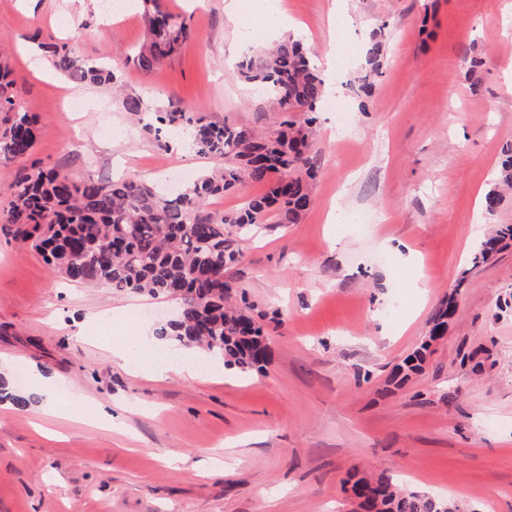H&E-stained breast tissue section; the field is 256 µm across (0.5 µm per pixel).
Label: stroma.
Wrapping results in <instances>:
<instances>
[{"label":"stroma","mask_w":512,"mask_h":512,"mask_svg":"<svg viewBox=\"0 0 512 512\" xmlns=\"http://www.w3.org/2000/svg\"><path fill=\"white\" fill-rule=\"evenodd\" d=\"M281 2L319 69L343 52L351 60L336 67L342 91L326 95L347 124L323 108L309 130L313 206L300 223L270 220L238 238L245 259L225 273L233 303L251 305L264 330L269 363L208 381L134 375L93 337L96 315L137 311L155 326L175 301L64 280L0 230V378L26 394L36 375L62 383L88 412L113 416L104 429L36 401L0 403V512H363L345 483L352 470L451 496L462 512H512V245L472 264L494 225L512 224V193L495 214L483 205L512 143V36L502 33L512 0ZM156 5L193 36L146 73L129 60L148 35L141 0L108 23L103 0H0L17 99L39 120L31 160L81 180L150 182L165 170L179 185L212 168L191 144L149 133L150 115L124 110L128 96L218 126L278 129L282 113L238 65L280 30H242L224 0ZM373 32L383 67L365 97L349 82L367 69ZM36 36L107 61L115 87L76 83L20 52ZM473 56L487 60L477 87ZM68 97L85 111H67ZM355 212L372 223H349ZM420 349L419 371L390 384Z\"/></svg>","instance_id":"35a3bbf8"}]
</instances>
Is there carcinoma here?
Wrapping results in <instances>:
<instances>
[{"mask_svg":"<svg viewBox=\"0 0 512 512\" xmlns=\"http://www.w3.org/2000/svg\"><path fill=\"white\" fill-rule=\"evenodd\" d=\"M148 23L149 39L134 58L146 73L192 37L186 21L159 10L148 15ZM376 36L371 33L370 69L357 77L362 93L372 87L370 76L380 69L381 44ZM40 48L58 71L79 83H114L107 66L74 55L65 44L49 40ZM239 74L261 84L279 111L305 112L306 124L316 123L325 82L294 37L241 63ZM15 86L13 72L0 63V112L9 113L0 130V159L5 160L30 155L39 133L36 116L17 103ZM154 115L158 132L192 130L197 152L221 167L172 194L133 177L78 180L33 162L12 184L0 224L14 227L15 237L30 243L53 273L72 282L177 301L175 318L160 326L159 336L187 348H203L210 358H220L242 372L260 370L267 360L262 327L249 307L226 305L235 285L225 278V271L241 262L244 253L225 232L235 229L240 234L270 211L277 213L280 224L300 222L314 201L317 177L308 154L307 129L286 119L279 129L261 135L250 128L208 123L172 105ZM245 182L269 189L240 210L223 214L207 208L209 198ZM502 186L512 188V146L504 150L496 183L484 198L490 216L501 205ZM511 241L512 224L497 226L474 252L473 266ZM353 489L366 512H459L456 502L401 490L385 474L373 480L360 478Z\"/></svg>","mask_w":512,"mask_h":512,"instance_id":"1","label":"carcinoma"}]
</instances>
